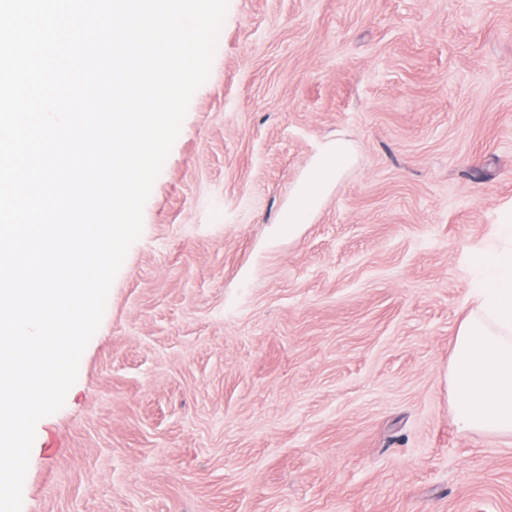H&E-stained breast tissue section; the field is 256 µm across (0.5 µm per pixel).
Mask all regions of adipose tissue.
Listing matches in <instances>:
<instances>
[{
	"label": "adipose tissue",
	"mask_w": 512,
	"mask_h": 512,
	"mask_svg": "<svg viewBox=\"0 0 512 512\" xmlns=\"http://www.w3.org/2000/svg\"><path fill=\"white\" fill-rule=\"evenodd\" d=\"M353 161V148L347 140L336 138L314 160L307 176L293 195L284 218L288 225L309 223L320 207L326 191L338 181Z\"/></svg>",
	"instance_id": "adipose-tissue-1"
}]
</instances>
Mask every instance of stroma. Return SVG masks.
<instances>
[{"label": "stroma", "instance_id": "stroma-1", "mask_svg": "<svg viewBox=\"0 0 512 512\" xmlns=\"http://www.w3.org/2000/svg\"><path fill=\"white\" fill-rule=\"evenodd\" d=\"M510 203L512 0H229L21 512H512L448 386ZM353 156L352 145L343 138H336L328 144L314 160L307 176L293 195L282 224L288 223V229H291L296 224L309 223L322 204L324 194L335 181L337 184L352 163Z\"/></svg>", "mask_w": 512, "mask_h": 512}]
</instances>
